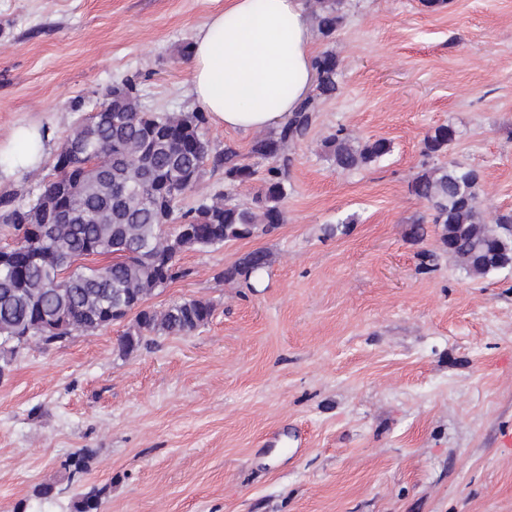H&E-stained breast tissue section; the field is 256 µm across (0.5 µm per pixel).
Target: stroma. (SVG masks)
I'll use <instances>...</instances> for the list:
<instances>
[{"instance_id": "1", "label": "stroma", "mask_w": 512, "mask_h": 512, "mask_svg": "<svg viewBox=\"0 0 512 512\" xmlns=\"http://www.w3.org/2000/svg\"><path fill=\"white\" fill-rule=\"evenodd\" d=\"M224 0H0V149L45 135L34 169L0 162V195L29 202L54 157L112 85L134 78L156 112H187L188 47ZM336 51L341 91L290 149L284 222L180 257L192 274L161 310L213 306L187 335L126 354L128 320L43 345L0 379V512H512V268L469 276L409 183L423 139L452 125L450 158L480 172L487 214L512 210V0H345L316 52ZM389 155L336 169L337 129ZM258 172L253 134L205 123ZM264 250L254 287L224 270ZM95 452L82 481L62 462ZM52 485L38 498L36 486Z\"/></svg>"}]
</instances>
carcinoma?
Here are the masks:
<instances>
[{
	"label": "carcinoma",
	"mask_w": 512,
	"mask_h": 512,
	"mask_svg": "<svg viewBox=\"0 0 512 512\" xmlns=\"http://www.w3.org/2000/svg\"><path fill=\"white\" fill-rule=\"evenodd\" d=\"M341 5L342 0H313L322 37L336 32ZM315 66V93L278 132L251 144V155L278 162L268 170L254 208L230 202L255 171L238 162L230 146L212 153L200 134L204 113L160 115L150 110L132 79L112 87L101 105L112 113V121L90 115L61 145L64 150L81 143L84 164L92 159L108 162L107 186H100L90 170L56 164V178L34 203L0 197V223L19 237L9 262L0 265V348L8 345L15 352L21 344L16 336L46 345L61 342L75 332L106 328L133 310L135 319L121 341L125 353L139 349L150 335H183L205 324L212 314L206 300L189 299L162 311L146 302L158 289L190 275L179 265V254L268 233L284 222L288 146L307 135L318 101L339 91L336 54L322 52ZM456 137L450 125L435 127L424 137L423 154H447ZM325 147L343 171L369 166L392 151L385 138L362 142L341 129L325 140ZM209 163L224 167L225 192L209 203L177 209V199L197 186ZM480 187V173L453 160L423 168L410 184L412 194L432 210L442 246L473 276L496 270L499 246L512 248V212L487 216ZM164 224H188L193 233L177 228L164 232ZM96 257L112 261L86 264ZM269 264L265 251H252L225 269L224 279H257ZM93 456L89 448L70 454L63 462L70 479L83 478ZM102 496V489L90 487L79 494L75 512H99Z\"/></svg>",
	"instance_id": "obj_1"
}]
</instances>
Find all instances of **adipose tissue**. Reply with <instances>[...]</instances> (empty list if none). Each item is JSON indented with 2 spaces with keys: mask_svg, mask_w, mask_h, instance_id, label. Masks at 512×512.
Masks as SVG:
<instances>
[{
  "mask_svg": "<svg viewBox=\"0 0 512 512\" xmlns=\"http://www.w3.org/2000/svg\"><path fill=\"white\" fill-rule=\"evenodd\" d=\"M314 60L304 0H225L193 34L188 93L225 129L279 128L312 92Z\"/></svg>",
  "mask_w": 512,
  "mask_h": 512,
  "instance_id": "ef3b65f1",
  "label": "adipose tissue"
}]
</instances>
